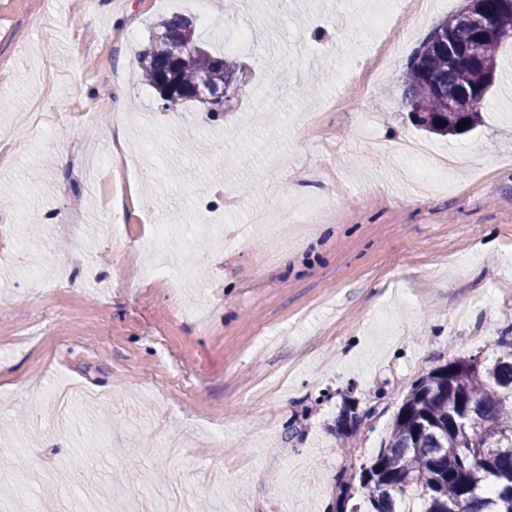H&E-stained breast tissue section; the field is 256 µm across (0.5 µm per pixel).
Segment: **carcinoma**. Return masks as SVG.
Returning <instances> with one entry per match:
<instances>
[{
    "label": "carcinoma",
    "mask_w": 512,
    "mask_h": 512,
    "mask_svg": "<svg viewBox=\"0 0 512 512\" xmlns=\"http://www.w3.org/2000/svg\"><path fill=\"white\" fill-rule=\"evenodd\" d=\"M499 38L482 44L479 57L448 62V41L467 48L475 30L449 20L438 23L402 74L403 99L416 125L440 136L469 132L487 105L497 71V52L512 42V10L499 0H483ZM196 45L199 51L179 64L182 88L200 79L219 90L239 74L229 54H216L199 41L194 18L175 16L154 27L141 53V76L158 89L161 73L172 63V39ZM462 120L468 126L459 131ZM492 359L459 357L432 368L411 388L399 408L389 440L352 477L338 476L339 494L333 512H512V329L497 336ZM375 409L360 413L345 407L336 419L344 441L371 420Z\"/></svg>",
    "instance_id": "obj_1"
}]
</instances>
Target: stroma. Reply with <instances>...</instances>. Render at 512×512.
I'll return each instance as SVG.
<instances>
[{
  "label": "stroma",
  "mask_w": 512,
  "mask_h": 512,
  "mask_svg": "<svg viewBox=\"0 0 512 512\" xmlns=\"http://www.w3.org/2000/svg\"><path fill=\"white\" fill-rule=\"evenodd\" d=\"M464 5L0 0L16 141L0 161V498L29 512L57 485L72 512H328L419 378L494 355L512 327V44L460 137L417 128L399 81ZM182 14L218 52L250 28L218 117L164 109L123 69ZM119 131L138 166L111 208L93 183L109 158L94 178L73 158ZM208 202L229 249L193 222ZM284 205L273 236L252 224ZM347 404L377 412L349 458ZM218 433L234 456L212 452Z\"/></svg>",
  "instance_id": "35a3bbf8"
}]
</instances>
